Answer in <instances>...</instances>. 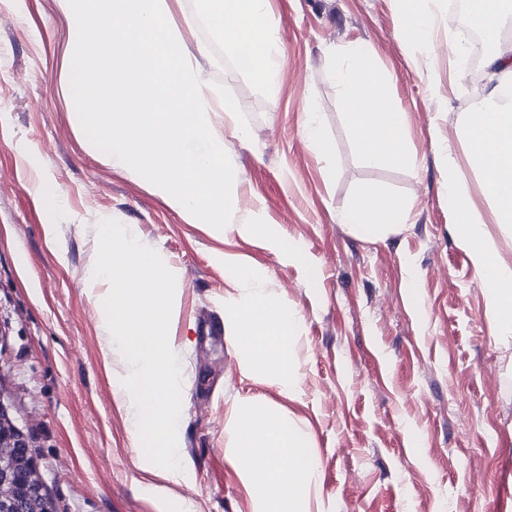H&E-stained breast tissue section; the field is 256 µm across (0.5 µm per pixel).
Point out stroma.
<instances>
[{
    "instance_id": "1",
    "label": "stroma",
    "mask_w": 512,
    "mask_h": 512,
    "mask_svg": "<svg viewBox=\"0 0 512 512\" xmlns=\"http://www.w3.org/2000/svg\"><path fill=\"white\" fill-rule=\"evenodd\" d=\"M434 42L400 35L397 0H269L280 46L262 86L233 68L201 0L172 19L200 47L195 67L225 84L250 134L216 131L232 163L239 219L259 217L304 261L259 238L187 223L153 185L88 146L70 88L69 22L57 0H0V361L21 422L55 488L58 512H253L234 466L230 427L242 399L289 415L318 463L308 512H512V339L498 336L470 254L455 233L448 170L466 184L500 258L512 265L470 149L460 138L480 103L450 89L448 0H432ZM362 48L404 112L413 158L365 163L336 82V50ZM316 112L329 158L311 148ZM412 203L411 218L372 238L342 215L358 194ZM114 219L181 276L172 334L182 380L180 455L188 478L152 468L117 402L104 286L88 290L100 221ZM261 274L299 312L300 400L242 374L224 306L238 290L225 262Z\"/></svg>"
}]
</instances>
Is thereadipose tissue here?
Listing matches in <instances>:
<instances>
[{"label":"adipose tissue","instance_id":"obj_1","mask_svg":"<svg viewBox=\"0 0 512 512\" xmlns=\"http://www.w3.org/2000/svg\"><path fill=\"white\" fill-rule=\"evenodd\" d=\"M407 19L403 30L412 47H423L433 36L432 16L426 0H400ZM204 11L224 38L233 56L247 55L250 71L259 83L272 85L279 48L274 24L264 0H203ZM491 87L462 128L471 158L478 166L483 186L512 236V48L489 57ZM349 112L348 122L364 160L372 165H405L409 162L400 135L404 115L382 97L381 78L372 58L352 54L336 71ZM448 195L460 214L458 238L466 245L478 277L488 288V305L497 318L500 335H512V266L501 263L494 241L484 224L464 200L456 182ZM408 211L387 194H364L346 208L343 219L365 225L379 235L406 223ZM229 278L245 295L226 305L225 315L234 329L243 354V373L255 383L274 382L289 398L300 397L301 377L294 364L293 330L300 322L297 311L272 305L258 288V272L231 265ZM235 465L244 482L257 493L255 512H304L316 485L317 463L310 451L311 437L290 418L251 402H243L233 418Z\"/></svg>","mask_w":512,"mask_h":512}]
</instances>
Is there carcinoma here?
<instances>
[{"label": "carcinoma", "instance_id": "obj_1", "mask_svg": "<svg viewBox=\"0 0 512 512\" xmlns=\"http://www.w3.org/2000/svg\"><path fill=\"white\" fill-rule=\"evenodd\" d=\"M0 371V512H57L56 493L45 479L34 437L19 423Z\"/></svg>", "mask_w": 512, "mask_h": 512}]
</instances>
